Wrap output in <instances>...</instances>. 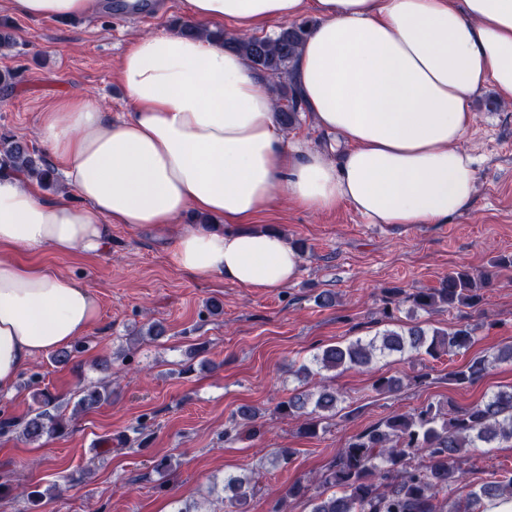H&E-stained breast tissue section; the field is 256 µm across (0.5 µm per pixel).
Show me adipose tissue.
Here are the masks:
<instances>
[{
  "label": "adipose tissue",
  "mask_w": 512,
  "mask_h": 512,
  "mask_svg": "<svg viewBox=\"0 0 512 512\" xmlns=\"http://www.w3.org/2000/svg\"><path fill=\"white\" fill-rule=\"evenodd\" d=\"M185 4L194 35L139 36L124 54L130 109L121 118L88 97L44 113L39 138L82 205L0 177V394L99 318L88 288L15 250L98 255L113 225L166 227L192 210L225 227L181 230L167 250L174 266L274 289L297 277L301 258L279 233L244 223L279 198L311 212L345 204L373 224H444L472 201L474 160L461 142L475 93L489 86L512 100V0ZM100 9L101 0H0V11L33 19ZM308 15L316 23L293 80L327 137L313 148L287 141L265 79L206 36L227 20L251 31Z\"/></svg>",
  "instance_id": "obj_1"
}]
</instances>
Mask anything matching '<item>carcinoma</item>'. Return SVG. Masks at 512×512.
Returning <instances> with one entry per match:
<instances>
[{"mask_svg": "<svg viewBox=\"0 0 512 512\" xmlns=\"http://www.w3.org/2000/svg\"><path fill=\"white\" fill-rule=\"evenodd\" d=\"M312 22H290L275 38L229 37L222 30L209 36L224 47L238 52L254 70L267 78L290 79L299 50ZM302 101L293 84L280 85L277 118L288 130L298 122ZM26 174L45 184L53 182L54 169L36 150L11 136L0 137V176ZM512 269V253L499 254L489 269L476 275L467 268L448 273L436 288L408 292L386 289L381 313L391 326L374 336L357 337L345 343L322 348L310 363H301L291 374L301 382L319 376L311 391L297 387L280 401L276 412L298 425L301 434L314 437L323 420L343 410V395L326 385L324 372L341 374L349 369L370 370L380 360L392 356L438 359L468 350L478 325L466 323L448 331L440 327L394 323L400 306L411 314H430L439 309L477 308L485 291L494 285L503 270ZM512 362V344L496 353L470 360L448 373L455 384H471L500 362ZM376 394L391 396L403 387V380L381 374L372 384ZM108 387L86 389L77 401L83 411L108 400ZM36 412L21 423L23 437L35 442L43 437L62 436L67 423L57 413L55 398L48 392L35 394ZM258 414L249 407L230 416V430L254 437L260 432ZM500 441L512 442V387L499 389L479 403L457 408L430 402L412 412L394 413L354 435L339 449L319 477L318 485L301 481L288 488L286 498L272 512H285L289 498H306L311 512H481L483 503L495 498L512 499V471L503 472L475 486L466 483L461 461L478 448H489ZM336 492L325 495L322 488ZM229 502L242 509L255 495V483L248 475L224 477Z\"/></svg>", "mask_w": 512, "mask_h": 512, "instance_id": "obj_1", "label": "carcinoma"}]
</instances>
